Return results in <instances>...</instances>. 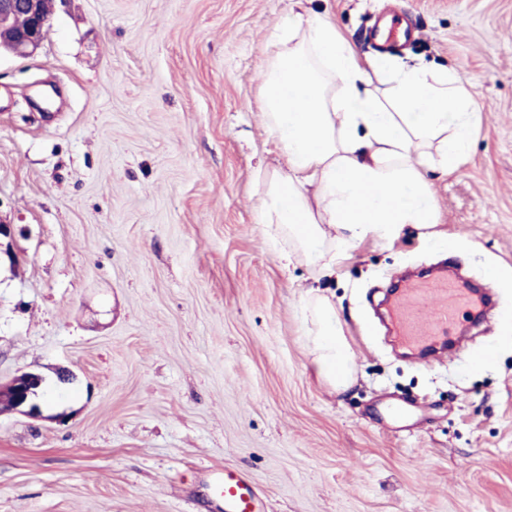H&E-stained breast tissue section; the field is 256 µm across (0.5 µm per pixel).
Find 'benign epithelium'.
I'll list each match as a JSON object with an SVG mask.
<instances>
[{
    "instance_id": "obj_1",
    "label": "benign epithelium",
    "mask_w": 512,
    "mask_h": 512,
    "mask_svg": "<svg viewBox=\"0 0 512 512\" xmlns=\"http://www.w3.org/2000/svg\"><path fill=\"white\" fill-rule=\"evenodd\" d=\"M22 16L26 24L14 26V19ZM53 14L44 10L43 0H0V53L16 57H30L40 46L44 32L51 26ZM44 378L33 372H24L7 383H0V413L16 411L37 415L34 402Z\"/></svg>"
}]
</instances>
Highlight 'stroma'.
<instances>
[{
  "label": "stroma",
  "mask_w": 512,
  "mask_h": 512,
  "mask_svg": "<svg viewBox=\"0 0 512 512\" xmlns=\"http://www.w3.org/2000/svg\"><path fill=\"white\" fill-rule=\"evenodd\" d=\"M292 5L56 0L37 52L0 56V382L48 384L39 416L0 414V512H224L228 467L267 512H512V282L471 360L405 359L375 310L417 267L512 274V0H303L362 58L397 8L419 34L394 60L480 106L466 161L428 175L431 237L363 241L329 277L282 269L256 216ZM312 289L353 356L340 393L306 346Z\"/></svg>",
  "instance_id": "stroma-1"
}]
</instances>
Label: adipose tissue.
I'll return each instance as SVG.
<instances>
[{
	"label": "adipose tissue",
	"instance_id": "adipose-tissue-1",
	"mask_svg": "<svg viewBox=\"0 0 512 512\" xmlns=\"http://www.w3.org/2000/svg\"><path fill=\"white\" fill-rule=\"evenodd\" d=\"M281 46L263 74L260 110L282 168L258 171V221L283 241L281 267L306 260L335 272L367 239L387 243L406 227L438 221L432 170L467 158L478 108L472 91L445 68L361 61L335 24L289 12ZM306 341L317 374L332 390L354 379L336 304L309 292Z\"/></svg>",
	"mask_w": 512,
	"mask_h": 512
}]
</instances>
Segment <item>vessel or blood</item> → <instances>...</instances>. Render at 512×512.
Segmentation results:
<instances>
[{"label": "vessel or blood", "mask_w": 512, "mask_h": 512, "mask_svg": "<svg viewBox=\"0 0 512 512\" xmlns=\"http://www.w3.org/2000/svg\"><path fill=\"white\" fill-rule=\"evenodd\" d=\"M416 30L398 18L387 19L370 38L380 50H390L414 40ZM486 294L473 293L447 275H433L404 281L394 299L390 317L402 342L412 349H426L449 336L461 315L479 316L488 306ZM224 512H260L261 503L248 479L234 469L225 470L214 483Z\"/></svg>", "instance_id": "vessel-or-blood-1"}]
</instances>
